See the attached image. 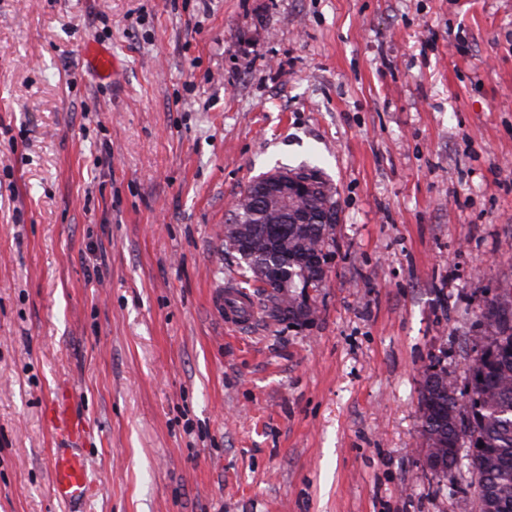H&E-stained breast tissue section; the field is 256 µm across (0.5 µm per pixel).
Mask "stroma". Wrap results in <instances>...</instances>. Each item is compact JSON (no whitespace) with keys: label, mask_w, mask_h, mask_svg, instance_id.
I'll use <instances>...</instances> for the list:
<instances>
[{"label":"stroma","mask_w":512,"mask_h":512,"mask_svg":"<svg viewBox=\"0 0 512 512\" xmlns=\"http://www.w3.org/2000/svg\"><path fill=\"white\" fill-rule=\"evenodd\" d=\"M314 163L315 314L225 326L234 201ZM505 288L512 0H0V512H62L61 388L87 512H473L422 469L419 381H464ZM86 63L101 80H111L115 74L112 52L104 48L88 47L85 52ZM48 422L56 448L49 460L51 494L58 504L68 506L69 512H81L80 505L89 497L93 485L100 482L83 447L90 420L70 396L58 392L49 403Z\"/></svg>","instance_id":"35a3bbf8"}]
</instances>
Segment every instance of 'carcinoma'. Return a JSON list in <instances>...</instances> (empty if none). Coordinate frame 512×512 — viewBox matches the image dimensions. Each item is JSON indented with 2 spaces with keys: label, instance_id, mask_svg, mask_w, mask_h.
<instances>
[{
  "label": "carcinoma",
  "instance_id": "1",
  "mask_svg": "<svg viewBox=\"0 0 512 512\" xmlns=\"http://www.w3.org/2000/svg\"><path fill=\"white\" fill-rule=\"evenodd\" d=\"M310 183V190L288 204L257 184L247 186L235 205L232 223L226 225L225 245L240 260V288H256L261 311L271 321H297L296 306L303 284L317 274L306 259L315 253L330 255L334 224L328 213L338 215L332 186L315 166L288 170ZM303 212L307 224H291L290 213ZM288 230L279 244L270 240L266 229ZM287 265L288 291L270 293L260 282L261 266ZM482 334L470 339L477 352L463 386L442 369L433 385L420 384V435L426 449L448 457L444 468L431 472L448 496L466 494L463 472H478L475 512H512V291L494 293L478 320Z\"/></svg>",
  "mask_w": 512,
  "mask_h": 512
}]
</instances>
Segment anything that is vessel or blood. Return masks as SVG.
<instances>
[{
  "mask_svg": "<svg viewBox=\"0 0 512 512\" xmlns=\"http://www.w3.org/2000/svg\"><path fill=\"white\" fill-rule=\"evenodd\" d=\"M85 55L87 65L99 79H111L116 66L109 50L90 47ZM48 421L53 429L55 446L49 460L51 494L58 504L68 506L69 512H81L82 503L98 481L93 463L84 450L90 421L63 392L50 401Z\"/></svg>",
  "mask_w": 512,
  "mask_h": 512,
  "instance_id": "1",
  "label": "vessel or blood"
}]
</instances>
